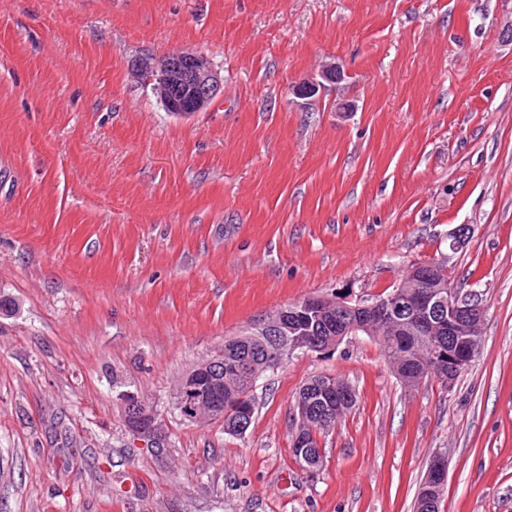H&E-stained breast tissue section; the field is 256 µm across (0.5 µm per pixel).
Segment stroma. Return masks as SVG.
Here are the masks:
<instances>
[{
	"mask_svg": "<svg viewBox=\"0 0 512 512\" xmlns=\"http://www.w3.org/2000/svg\"><path fill=\"white\" fill-rule=\"evenodd\" d=\"M510 26L512 0H0V512H414L437 453L441 512H512ZM188 50L224 88L179 119L128 66ZM445 254L484 307L454 387L405 386L356 333L262 377L245 435L176 410L253 320ZM319 374L357 403L308 470L292 411ZM320 78L323 81L313 79L293 86L294 95L301 100L299 104L302 108H305L306 105L311 104V102L320 97L321 93L326 89L324 82L337 84L344 79V73L335 64H331L327 70L321 72ZM117 399L133 435L143 442L154 441L157 435L159 436L156 412L143 405L142 398L137 392L121 391Z\"/></svg>",
	"mask_w": 512,
	"mask_h": 512,
	"instance_id": "stroma-1",
	"label": "stroma"
}]
</instances>
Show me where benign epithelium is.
<instances>
[{
    "label": "benign epithelium",
    "instance_id": "7a95c632",
    "mask_svg": "<svg viewBox=\"0 0 512 512\" xmlns=\"http://www.w3.org/2000/svg\"><path fill=\"white\" fill-rule=\"evenodd\" d=\"M132 73L151 87L171 115L186 119L207 110L221 92L224 77L215 69L209 57L200 51H182L163 57L142 56L132 62ZM344 73L331 65L320 74V79L293 86L300 106L317 100L325 84H337ZM180 91L179 97L170 95L171 89ZM375 322H390L405 329L415 324L430 337V359L447 376V385L453 386L458 376L469 366L474 356L476 339L483 332V307L469 301L455 288L443 286L429 272L412 270L397 289L372 304H352L343 299L308 297L277 310L251 325V335L262 336L274 342L285 341L289 350L296 352H323L334 348L346 336L370 333ZM448 332V342L437 333ZM245 364L224 361L216 356L198 362L179 383L176 403L184 419L194 422L202 412L217 421H224V376L242 375ZM117 399L128 420L129 430L139 440L152 442L158 435L156 412L143 405L138 393L121 391ZM350 403L347 392L336 384L325 383L314 396L295 402L297 418L292 447L309 448L313 436L308 434L310 415L325 423L329 413L341 404ZM428 471L433 486L428 491L439 493L444 485L442 463L434 459Z\"/></svg>",
    "mask_w": 512,
    "mask_h": 512
}]
</instances>
